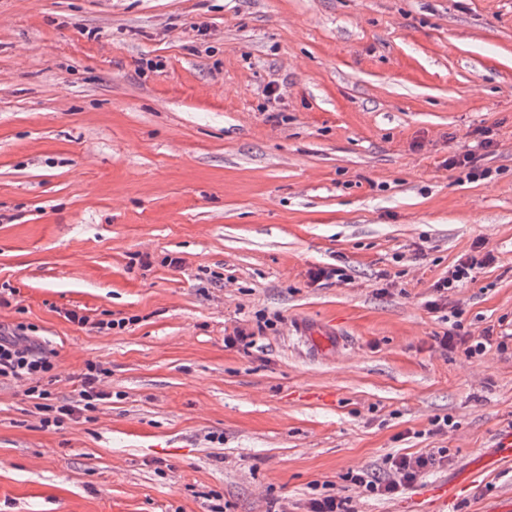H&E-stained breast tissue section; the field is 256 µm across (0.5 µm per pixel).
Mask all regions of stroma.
I'll list each match as a JSON object with an SVG mask.
<instances>
[{
    "mask_svg": "<svg viewBox=\"0 0 512 512\" xmlns=\"http://www.w3.org/2000/svg\"><path fill=\"white\" fill-rule=\"evenodd\" d=\"M0 296L54 402L91 363L108 394L46 429L0 380V512H490L512 457L466 468L512 429V347L437 338L512 336V0H0ZM434 448L397 497L346 479ZM496 261V257L492 252H485L480 255H471L466 260H460L456 265L453 266L451 271H448V277L440 278L433 288L439 294L438 298L430 300L427 304L428 309L437 311L442 309L445 297V293L448 294L449 290L458 288L460 284L466 282L468 279H472V273L475 269H483L491 266ZM493 331L487 329L483 336H460L456 332L448 331L442 336L440 343L448 350L462 348L464 355L468 358L485 355L492 347Z\"/></svg>",
    "mask_w": 512,
    "mask_h": 512,
    "instance_id": "obj_1",
    "label": "stroma"
}]
</instances>
